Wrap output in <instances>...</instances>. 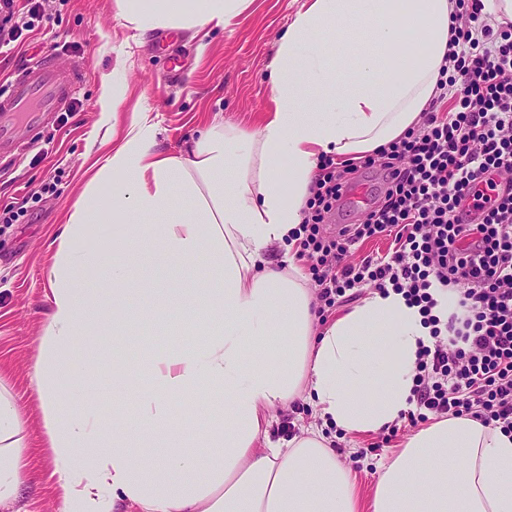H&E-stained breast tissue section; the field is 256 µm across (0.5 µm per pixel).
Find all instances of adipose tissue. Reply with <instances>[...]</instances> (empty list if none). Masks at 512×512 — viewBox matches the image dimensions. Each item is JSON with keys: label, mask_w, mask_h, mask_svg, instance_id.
<instances>
[{"label": "adipose tissue", "mask_w": 512, "mask_h": 512, "mask_svg": "<svg viewBox=\"0 0 512 512\" xmlns=\"http://www.w3.org/2000/svg\"><path fill=\"white\" fill-rule=\"evenodd\" d=\"M248 0H117L138 34L227 25ZM454 0H304L268 66L272 107L258 132L215 124L178 154L158 152L155 126L133 116L68 209L50 272L40 341L60 358L88 315L112 308V333L165 325L195 344L113 350L112 389L135 399L128 438L111 420L76 412L60 384L38 381L61 512H360L354 477L323 426L376 433L410 409L417 352L431 344L402 294L371 292L322 330L317 299L291 258L323 159L360 161L420 125L438 96ZM147 242L177 288L133 290L141 252L94 247V229ZM210 274L196 277L197 261ZM107 269L112 291L88 295ZM140 305H132V295ZM219 413L199 419L201 396ZM304 399L309 424L271 439L273 413ZM186 415L175 420L174 407ZM22 419L0 393V508L26 483ZM372 512H512V433L467 415L434 418L380 467ZM84 288L93 297H104L112 290V278L106 270L101 269L84 278Z\"/></svg>", "instance_id": "obj_1"}]
</instances>
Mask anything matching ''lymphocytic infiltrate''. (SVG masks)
<instances>
[{"mask_svg":"<svg viewBox=\"0 0 512 512\" xmlns=\"http://www.w3.org/2000/svg\"><path fill=\"white\" fill-rule=\"evenodd\" d=\"M451 29L452 109L427 113L422 132L366 161L382 172L384 195L333 239L320 237L319 226L352 181L325 162L299 246L328 304L368 285L418 307L433 342L418 352L409 423L465 414L511 433L512 184L500 189L496 178L512 174V34L463 2ZM464 212L476 223H460ZM374 236L392 238V250L351 263L352 247ZM451 285L457 305L443 320L433 293Z\"/></svg>","mask_w":512,"mask_h":512,"instance_id":"obj_1","label":"lymphocytic infiltrate"}]
</instances>
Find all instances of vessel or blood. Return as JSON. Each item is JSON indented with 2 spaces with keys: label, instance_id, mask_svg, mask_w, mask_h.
<instances>
[{
  "label": "vessel or blood",
  "instance_id": "b4317fda",
  "mask_svg": "<svg viewBox=\"0 0 512 512\" xmlns=\"http://www.w3.org/2000/svg\"><path fill=\"white\" fill-rule=\"evenodd\" d=\"M83 76V64L63 66L48 57L19 69L8 91L0 94V119L5 115L12 118L10 124L0 122V141L10 127L28 126L44 114L63 111Z\"/></svg>",
  "mask_w": 512,
  "mask_h": 512
}]
</instances>
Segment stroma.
<instances>
[{
    "instance_id": "35a3bbf8",
    "label": "stroma",
    "mask_w": 512,
    "mask_h": 512,
    "mask_svg": "<svg viewBox=\"0 0 512 512\" xmlns=\"http://www.w3.org/2000/svg\"><path fill=\"white\" fill-rule=\"evenodd\" d=\"M303 0H251L233 24L180 32L156 30L135 36L118 14L116 0H43L49 21L24 32L14 49L0 51V88L20 65L43 57L68 64L86 61L72 112H56L21 131L22 147L0 160V210L19 214L0 223V386L23 413V444L30 480L18 512H58L48 439L32 383L40 338L49 321L52 241L84 188L89 167L107 132L100 122L101 97L111 92L116 127L147 113L157 126L156 148L185 150L195 131L213 122L254 130L272 105L266 79L276 41ZM50 193H43L45 184ZM92 330L63 359L79 369L83 386L66 387L79 407L111 417L114 400L101 386L112 379V309L91 318ZM415 428L408 421L377 433L347 435L326 428L361 491L374 482L381 460L398 452Z\"/></svg>"
}]
</instances>
